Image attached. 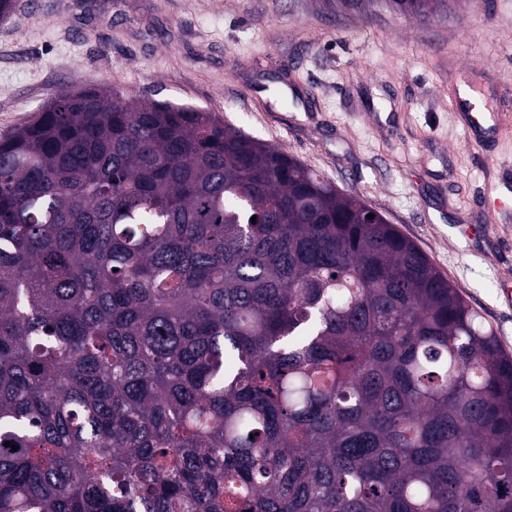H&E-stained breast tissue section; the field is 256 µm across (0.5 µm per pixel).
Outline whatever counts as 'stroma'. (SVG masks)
Segmentation results:
<instances>
[{"instance_id": "1", "label": "stroma", "mask_w": 512, "mask_h": 512, "mask_svg": "<svg viewBox=\"0 0 512 512\" xmlns=\"http://www.w3.org/2000/svg\"><path fill=\"white\" fill-rule=\"evenodd\" d=\"M39 2L0 21V136L75 88L205 108L379 211L512 354V213L481 203L489 182L512 195V0L427 21L383 0ZM465 86L500 113L483 147L454 107Z\"/></svg>"}]
</instances>
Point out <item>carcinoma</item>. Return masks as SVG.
<instances>
[{"label":"carcinoma","mask_w":512,"mask_h":512,"mask_svg":"<svg viewBox=\"0 0 512 512\" xmlns=\"http://www.w3.org/2000/svg\"><path fill=\"white\" fill-rule=\"evenodd\" d=\"M0 512H512V356L282 149L64 91L0 137Z\"/></svg>","instance_id":"cac0c4a2"}]
</instances>
